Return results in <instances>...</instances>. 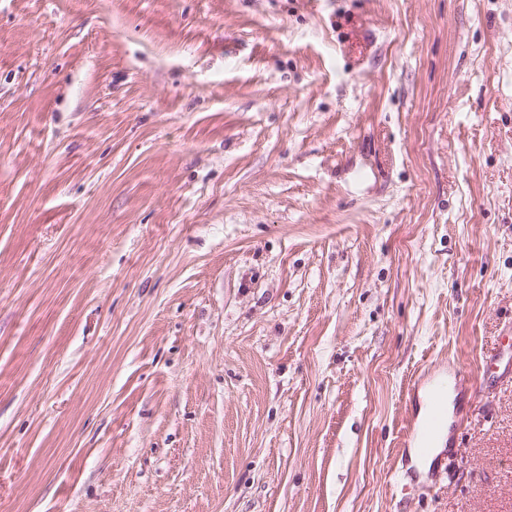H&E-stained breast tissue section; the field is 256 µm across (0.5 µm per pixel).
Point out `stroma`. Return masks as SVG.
Listing matches in <instances>:
<instances>
[{
	"label": "stroma",
	"instance_id": "35a3bbf8",
	"mask_svg": "<svg viewBox=\"0 0 512 512\" xmlns=\"http://www.w3.org/2000/svg\"><path fill=\"white\" fill-rule=\"evenodd\" d=\"M0 512H512V0H0ZM427 385L429 410L426 418L412 424L406 433V442L412 444L421 454L428 450V445L448 429V384L439 380L417 383V390Z\"/></svg>",
	"mask_w": 512,
	"mask_h": 512
}]
</instances>
